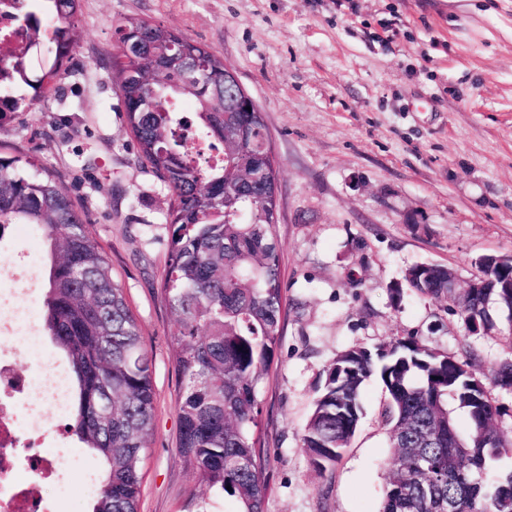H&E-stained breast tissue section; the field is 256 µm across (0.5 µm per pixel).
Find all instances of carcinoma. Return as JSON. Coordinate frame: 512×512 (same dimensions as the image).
<instances>
[{
  "instance_id": "obj_1",
  "label": "carcinoma",
  "mask_w": 512,
  "mask_h": 512,
  "mask_svg": "<svg viewBox=\"0 0 512 512\" xmlns=\"http://www.w3.org/2000/svg\"><path fill=\"white\" fill-rule=\"evenodd\" d=\"M31 49L52 45L40 73L0 59V128L13 114L52 91L76 46L74 19L81 0H15ZM49 11L48 33L35 17ZM115 71L126 123L140 157L170 193V240L163 290L175 317L171 337L182 388L177 402V456L199 484L196 512H209L214 496H229L236 512H266L264 448L259 393L269 381L285 310L276 234L279 191L273 151L258 159L267 135L263 112L224 111V62L204 45L197 59L201 82L175 69L124 62L136 41L162 60L189 37L141 18L115 29ZM188 101L186 116L178 103ZM221 153L217 163L190 157L186 132ZM30 161L0 156V230L32 224L43 233L48 260L41 319L46 335L66 356L74 375L68 430L91 451L100 471L93 512H138L154 421L152 358L124 288L102 248L90 237L63 187L53 178L21 174ZM480 288H450L451 268L422 263L403 281L423 297L457 310L463 329L479 324L488 335L496 315L512 323V260L487 255L479 262ZM423 340L395 339L372 351L354 346L325 369L301 435L313 468L333 476L351 445L366 383L386 392L382 418L392 456L386 466L382 512H512V471L488 483L491 461L512 453L496 428L498 408L476 367ZM499 386L512 388V355L489 369ZM463 411L462 432L455 413ZM429 465L420 469V461Z\"/></svg>"
}]
</instances>
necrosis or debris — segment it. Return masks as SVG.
<instances>
[{
	"label": "necrosis or debris",
	"mask_w": 512,
	"mask_h": 512,
	"mask_svg": "<svg viewBox=\"0 0 512 512\" xmlns=\"http://www.w3.org/2000/svg\"><path fill=\"white\" fill-rule=\"evenodd\" d=\"M15 11L14 0H0V58L11 62L28 51V33ZM0 334L13 338L10 346L0 347V512H48L47 484H60L75 470L89 482L94 474L74 449L41 446L44 429L67 406L69 385L61 369L47 365L41 338L27 314L15 312L12 324L0 327ZM19 353L37 359L28 375L15 369Z\"/></svg>",
	"instance_id": "necrosis-or-debris-1"
}]
</instances>
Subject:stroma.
I'll return each mask as SVG.
<instances>
[{
    "mask_svg": "<svg viewBox=\"0 0 512 512\" xmlns=\"http://www.w3.org/2000/svg\"><path fill=\"white\" fill-rule=\"evenodd\" d=\"M141 17L205 45L264 114L279 165L277 239L288 314L259 398L267 512H380L391 456L383 386L333 477L300 436L341 351L417 337L483 366L512 323L466 334L446 304L391 288L421 263L458 286L485 255H512V0H82L57 90L0 128L77 203L153 358L154 429L139 512H189L198 485L176 455L181 381L162 292L166 186L145 165L112 71L115 28Z\"/></svg>",
    "mask_w": 512,
    "mask_h": 512,
    "instance_id": "obj_1",
    "label": "stroma"
}]
</instances>
